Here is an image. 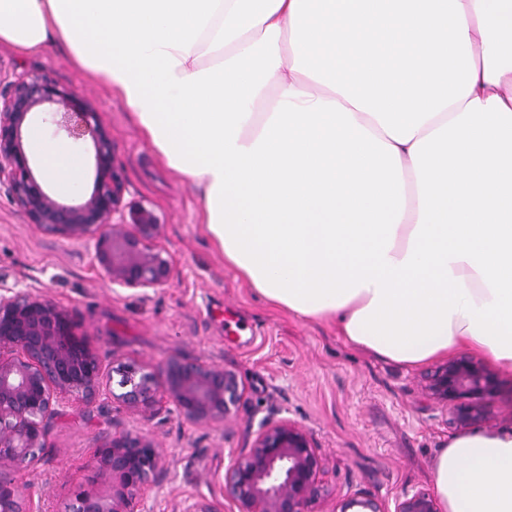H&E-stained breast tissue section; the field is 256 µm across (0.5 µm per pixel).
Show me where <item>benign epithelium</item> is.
Wrapping results in <instances>:
<instances>
[{
  "label": "benign epithelium",
  "mask_w": 512,
  "mask_h": 512,
  "mask_svg": "<svg viewBox=\"0 0 512 512\" xmlns=\"http://www.w3.org/2000/svg\"><path fill=\"white\" fill-rule=\"evenodd\" d=\"M52 106L49 122L72 143L91 138L96 147V184L91 196L73 202L51 197L35 178L23 147L33 114ZM0 188L42 232L92 241L94 265L118 286L161 288L171 261L154 245L159 224L145 209L121 214L124 185L114 167L112 141L91 104L38 76H19L0 94ZM103 381L102 366L78 333L74 319L53 302L0 283V512H43L24 494L12 468L31 465L44 447L48 420L72 395H105L130 409L158 412L173 405L193 421L223 419L239 404L243 386L232 369L172 361L163 385L150 373L118 366ZM426 390L448 407L449 423L465 426L488 417L496 392L492 372L463 354L434 367ZM162 459L146 438L126 433L98 448L94 476L109 473L120 485L117 502L85 488L73 494L71 512H133L132 501L156 483ZM325 460L314 438L289 419L262 425L249 453L224 472V496L236 512H307L328 494ZM330 512H440L436 497L419 489L393 500L356 491L335 498Z\"/></svg>",
  "instance_id": "obj_1"
}]
</instances>
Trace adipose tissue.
Instances as JSON below:
<instances>
[{
	"label": "adipose tissue",
	"instance_id": "obj_1",
	"mask_svg": "<svg viewBox=\"0 0 512 512\" xmlns=\"http://www.w3.org/2000/svg\"><path fill=\"white\" fill-rule=\"evenodd\" d=\"M130 109L254 296L415 367L512 371V0H0ZM43 178L84 179L30 133ZM444 512H512V428L452 437Z\"/></svg>",
	"mask_w": 512,
	"mask_h": 512
}]
</instances>
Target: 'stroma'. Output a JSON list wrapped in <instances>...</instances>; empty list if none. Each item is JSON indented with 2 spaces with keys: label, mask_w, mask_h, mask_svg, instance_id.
Masks as SVG:
<instances>
[{
  "label": "stroma",
  "mask_w": 512,
  "mask_h": 512,
  "mask_svg": "<svg viewBox=\"0 0 512 512\" xmlns=\"http://www.w3.org/2000/svg\"><path fill=\"white\" fill-rule=\"evenodd\" d=\"M18 74L45 78L93 104L112 138L122 208L155 215L157 243L173 272L162 288L112 285L84 241L43 233L0 191V281L68 311L104 368L145 364L160 375L171 360L199 361L234 370L244 388L236 412L215 422L190 421L174 409L152 414L100 398L69 400L38 460L14 470L22 492L39 497L44 512H69L80 486L111 496V477L88 482V468L99 446L132 432L156 444L164 465L136 512H185L202 499L230 512L225 470L248 454L263 423L280 419L313 436L332 494L363 490L390 500L431 489L432 459L457 429L424 388L427 366L377 359L347 344L335 325L301 320L256 298L204 233L195 189L160 163L128 108L103 79L78 68L66 46L23 53L1 45L0 80Z\"/></svg>",
  "instance_id": "35a3bbf8"
}]
</instances>
